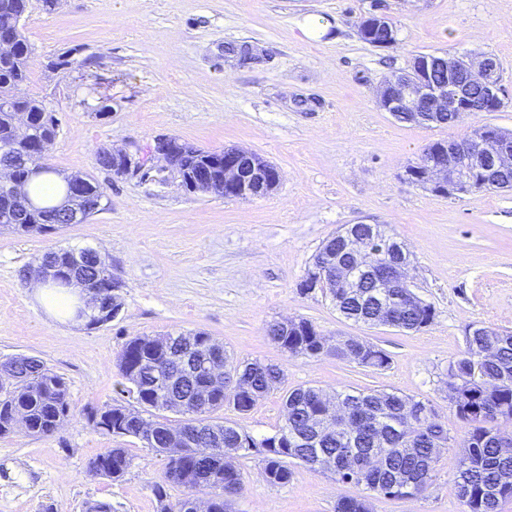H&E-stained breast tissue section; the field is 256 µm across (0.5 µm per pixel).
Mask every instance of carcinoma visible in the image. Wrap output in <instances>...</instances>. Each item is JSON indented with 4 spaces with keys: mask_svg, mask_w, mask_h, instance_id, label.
Masks as SVG:
<instances>
[{
    "mask_svg": "<svg viewBox=\"0 0 512 512\" xmlns=\"http://www.w3.org/2000/svg\"><path fill=\"white\" fill-rule=\"evenodd\" d=\"M28 9L29 0H0V40L14 45L11 56L0 58V149L6 147L12 153V158L0 161V167L9 168L12 175L10 181L0 182V216L10 217L12 223L7 228L19 234L47 233L62 227L61 207L72 193L68 182L56 202L37 184L27 191L34 178L50 171L46 158L58 132L57 119L40 101L16 94L28 80L32 55L24 28L17 23V17L26 15ZM389 29L395 30L393 21L383 25L371 20L366 23L363 41L376 47ZM457 80L470 84L467 112L475 115L501 109L485 101L477 82L466 74H458ZM18 112L29 118V133L24 138L15 133ZM465 113L443 112L434 124H454ZM485 128L501 149L512 154L511 130L482 124L471 133ZM446 146L448 142L444 140L433 142L406 172L412 176L424 173L441 161ZM178 166L184 174L207 168L221 173L211 152L187 142L178 152ZM508 183L512 184V163L504 162L492 179L472 178L465 193L504 190ZM82 192L87 205L97 206L99 212L106 209L105 192L94 179L82 177ZM331 244L323 243L313 266L323 270L324 289L345 320L370 327L383 322L402 332H417L434 321V307L398 283L388 289V316L380 317L382 301L377 282L395 273L398 253L393 246L377 256L370 244L360 255L349 256L347 249L336 242L332 244L336 258L332 259L328 254ZM40 264L56 267V287L67 288L71 280L79 279L86 282V287L105 292L112 306H122L118 294L122 283L103 277L109 263L101 253L61 248L45 253ZM348 274L361 281L358 297L346 288ZM266 335L292 357L331 355L376 370L390 365V357L383 349L352 336L332 343L304 318L286 324L274 321L267 325ZM214 345L216 342L204 332L134 336L124 344L116 366L126 383V392L139 408L106 404L86 409V421L92 429L138 438L164 458L163 476L151 486L158 512H224L225 499L243 490L236 460L253 452L263 455L266 481L274 486L288 483L290 462L316 470L319 456L323 455L339 464L350 447L345 434L337 430L344 419L381 425L383 439L376 441L373 434L365 431L357 450L365 457L372 448H385L387 457L381 468L365 467L336 479L362 490L357 496L339 498L336 512H371V499L375 497L416 499L430 486L441 463L439 457L429 459L433 438L438 432L448 443L453 438L442 426H425L421 414L430 409L428 402L393 390L329 393L314 386H300L284 395L282 425L274 434L257 440L223 420L219 413L226 406L249 411L258 400L281 388L284 370L258 360L235 361L225 354L224 380L211 389L206 406L201 409L198 402L208 379L200 373H183L175 360L180 356L205 358ZM448 371L452 373L446 382L448 401L466 428L454 458L457 498L463 512H500L502 503L512 500V453L506 454L501 448L503 440H512V333L480 326L478 334L467 337L465 350L448 363ZM0 373L7 376V380L0 381V437L19 428L32 436H50L69 420L66 382L44 362L32 356L12 357L0 362ZM154 410L169 411L179 418L159 419L151 415ZM183 429L192 431V444L176 454L173 436ZM130 467L131 460L122 448L100 453L88 464L90 471L112 481L124 477ZM171 485L186 490L185 496L174 504L168 499ZM201 493L206 495L202 503Z\"/></svg>",
    "mask_w": 512,
    "mask_h": 512,
    "instance_id": "obj_1",
    "label": "carcinoma"
}]
</instances>
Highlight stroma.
<instances>
[{"label": "stroma", "instance_id": "stroma-1", "mask_svg": "<svg viewBox=\"0 0 512 512\" xmlns=\"http://www.w3.org/2000/svg\"><path fill=\"white\" fill-rule=\"evenodd\" d=\"M379 6L396 42L375 48L358 22ZM24 33L34 49L18 93L42 100L58 120L47 157L63 175H88L108 207L84 223L21 235L0 227V361L41 359L68 385L72 416L49 437H0V512H157L151 491L164 463L143 441L92 430L82 411L122 401L116 358L134 336L203 331L238 360L282 365L283 390L248 412L224 416L255 438L284 418L283 391L395 390L429 401L449 435L465 426L448 404L449 361L468 325L512 332V190L443 197L409 183L405 169L438 140L474 126L512 130V0H31ZM247 42L260 59L227 46ZM420 53L489 54L501 63L500 111L452 126L398 121L377 103L389 75ZM71 67L53 70L56 56ZM175 137L206 151L237 147L280 173L262 198L193 193L173 175L118 177L99 169V148L136 150ZM386 224L412 254L415 292L433 323L407 333L339 316L328 297L299 284L322 242L343 225ZM59 248L106 254L123 286L121 316L97 328L60 322L34 295L39 258ZM306 318L329 339L355 336L391 363L371 370L324 355L291 357L265 335L273 320ZM109 448L132 460L118 481L94 475L90 459ZM455 448L416 499L376 498L372 512H462ZM243 491L228 512H335L353 486L292 465L270 485L262 456L240 459Z\"/></svg>", "mask_w": 512, "mask_h": 512}]
</instances>
